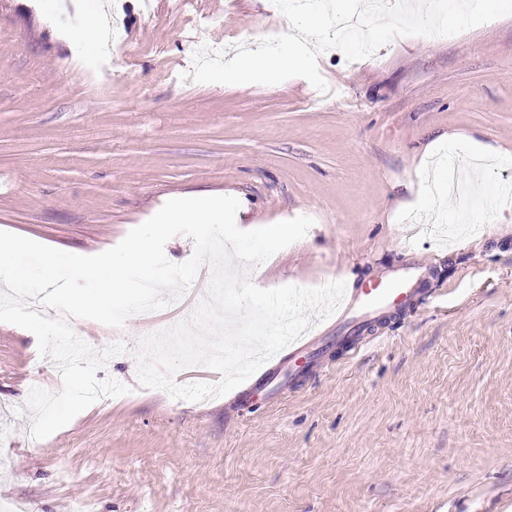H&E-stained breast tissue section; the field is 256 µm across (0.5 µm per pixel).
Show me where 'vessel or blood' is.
Wrapping results in <instances>:
<instances>
[{
    "mask_svg": "<svg viewBox=\"0 0 512 512\" xmlns=\"http://www.w3.org/2000/svg\"><path fill=\"white\" fill-rule=\"evenodd\" d=\"M417 280V269L410 267L389 273L374 287L348 294L336 312L337 331L360 329L367 319L406 303L415 293ZM316 341L313 335L292 341L287 357L279 356L265 362L258 373L238 388V395L243 396L257 389L267 391L271 396L278 394L289 382V373L283 366L285 359L302 360L311 352Z\"/></svg>",
    "mask_w": 512,
    "mask_h": 512,
    "instance_id": "obj_1",
    "label": "vessel or blood"
}]
</instances>
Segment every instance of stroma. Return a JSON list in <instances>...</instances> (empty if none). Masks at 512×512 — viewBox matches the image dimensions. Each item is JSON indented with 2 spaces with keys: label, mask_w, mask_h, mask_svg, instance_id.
Wrapping results in <instances>:
<instances>
[{
  "label": "stroma",
  "mask_w": 512,
  "mask_h": 512,
  "mask_svg": "<svg viewBox=\"0 0 512 512\" xmlns=\"http://www.w3.org/2000/svg\"><path fill=\"white\" fill-rule=\"evenodd\" d=\"M109 5V37L66 33ZM0 0V231L74 254L116 246L166 201L236 197L250 229L298 216L300 240L250 272L255 285L356 289L409 264L412 307L373 342L331 347L281 399L192 402L139 386L142 336L189 304L124 327L87 321L91 346L122 343L97 379L131 388L47 438L30 436L34 336L0 322V507L34 512H512V15L452 36H398L376 56H318L310 83L181 80L197 50L255 48L288 28L270 0ZM471 159L442 228L422 169Z\"/></svg>",
  "instance_id": "1"
}]
</instances>
